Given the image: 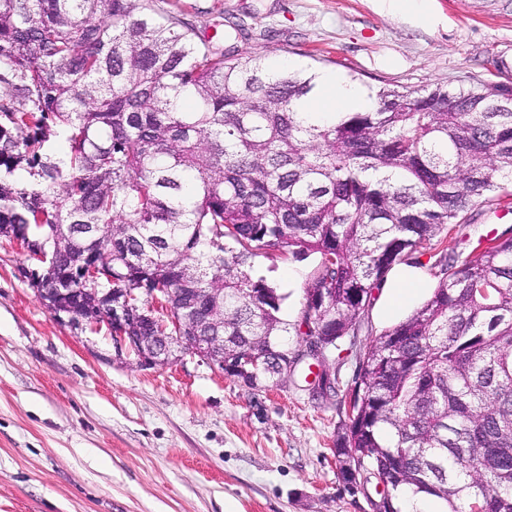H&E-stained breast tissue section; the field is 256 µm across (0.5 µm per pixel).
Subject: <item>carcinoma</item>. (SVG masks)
<instances>
[{
  "mask_svg": "<svg viewBox=\"0 0 512 512\" xmlns=\"http://www.w3.org/2000/svg\"><path fill=\"white\" fill-rule=\"evenodd\" d=\"M316 77L226 53L151 0H0V237L45 245L33 288L213 294L224 351L257 355L250 388L290 363L286 295L253 258L320 256L294 329L333 348L394 267L430 266V298L359 352L336 456L386 484L380 512L404 491L512 512V236L462 262L452 236L512 196V103L383 89L305 123Z\"/></svg>",
  "mask_w": 512,
  "mask_h": 512,
  "instance_id": "cac0c4a2",
  "label": "carcinoma"
}]
</instances>
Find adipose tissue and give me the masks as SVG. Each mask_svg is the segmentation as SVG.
<instances>
[{
    "instance_id": "adipose-tissue-1",
    "label": "adipose tissue",
    "mask_w": 512,
    "mask_h": 512,
    "mask_svg": "<svg viewBox=\"0 0 512 512\" xmlns=\"http://www.w3.org/2000/svg\"><path fill=\"white\" fill-rule=\"evenodd\" d=\"M372 105L373 97L367 89L340 75L324 72L317 78L314 99L305 112L307 116L330 121L339 113L362 111ZM425 286L422 272L411 268L399 270L388 286L386 313H394L413 303Z\"/></svg>"
}]
</instances>
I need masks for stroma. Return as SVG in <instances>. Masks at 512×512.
<instances>
[{
  "label": "stroma",
  "instance_id": "35a3bbf8",
  "mask_svg": "<svg viewBox=\"0 0 512 512\" xmlns=\"http://www.w3.org/2000/svg\"><path fill=\"white\" fill-rule=\"evenodd\" d=\"M199 35L242 25L220 46L339 73L367 87L452 88L512 81V0H427L422 14L386 0H154ZM512 230L496 206L472 209L462 253ZM312 254L260 255L296 324L319 266ZM25 254L0 239V512H371L374 483L352 489L334 455L357 372L356 349L399 315L375 289L357 336L326 353L336 394L312 396L302 337L287 380L251 389L186 355L140 366L106 325L59 323L21 274Z\"/></svg>",
  "mask_w": 512,
  "mask_h": 512
}]
</instances>
